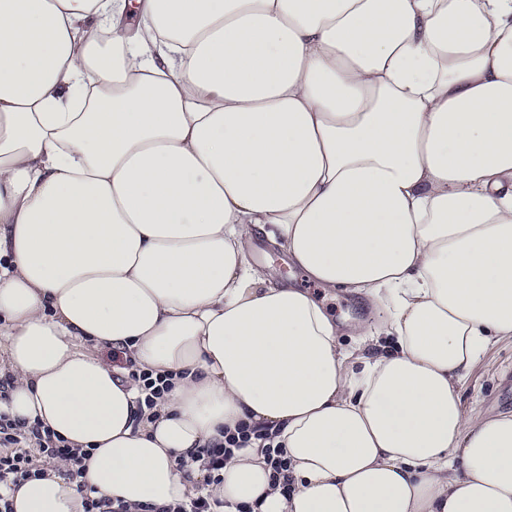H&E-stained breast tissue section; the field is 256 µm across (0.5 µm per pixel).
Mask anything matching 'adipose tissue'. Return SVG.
<instances>
[{
	"label": "adipose tissue",
	"mask_w": 512,
	"mask_h": 512,
	"mask_svg": "<svg viewBox=\"0 0 512 512\" xmlns=\"http://www.w3.org/2000/svg\"><path fill=\"white\" fill-rule=\"evenodd\" d=\"M507 337L512 0H0V411L97 496L185 502L244 424L220 512H512V413L456 389ZM5 494L83 512L59 468ZM253 259L256 263L269 267L278 278L289 285L308 290L338 322L356 319L369 320L371 323L378 321L364 296L343 291L332 292L308 282L299 270L288 265L285 257L266 241H256ZM134 366L133 361L129 360L127 365V369H130L129 377L135 382L143 383V386L140 385V387H142V390L145 392L144 405L146 408L152 409L157 404V400L161 399L163 394L171 389L172 384L167 378L164 380L163 378L153 380L149 373L138 372V369H133ZM251 434H254L256 438L258 436V433L249 430L247 426H241L238 428L237 437L234 434L226 440L228 446H224L223 443H215L197 450L192 459L201 462L200 468L206 472L207 485L221 482L220 472L224 470V462L233 456L234 449L242 447L249 441ZM271 445H268L265 448L266 461L270 465L273 470L272 478L274 479V483L276 484V480L280 479V475H283L285 480L281 483L280 489L282 493L288 494L289 490H291V480L288 479V476H285L284 472L288 471V459L284 456L283 448H271Z\"/></svg>",
	"instance_id": "ef3b65f1"
}]
</instances>
